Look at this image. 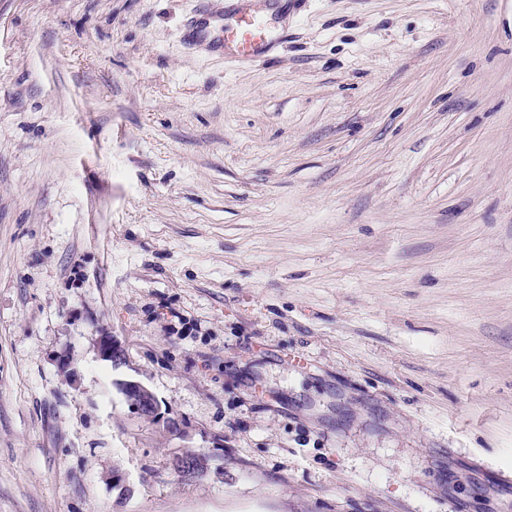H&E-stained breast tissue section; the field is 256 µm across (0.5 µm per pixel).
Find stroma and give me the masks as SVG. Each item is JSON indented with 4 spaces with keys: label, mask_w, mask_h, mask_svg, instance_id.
<instances>
[{
    "label": "stroma",
    "mask_w": 512,
    "mask_h": 512,
    "mask_svg": "<svg viewBox=\"0 0 512 512\" xmlns=\"http://www.w3.org/2000/svg\"><path fill=\"white\" fill-rule=\"evenodd\" d=\"M197 5L0 0V512H512V0ZM208 1L199 0L196 13L188 21L189 39L207 42L224 57L232 56L236 60L256 62L266 57L273 42L267 18L279 0H264L261 9L253 7L254 0H225L219 12H212ZM120 391L131 406L141 416L157 415L158 401L153 393L137 380H124L120 383ZM206 459L202 454L191 453L175 460L174 470L179 475L195 478L204 472Z\"/></svg>",
    "instance_id": "1"
}]
</instances>
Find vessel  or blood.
Instances as JSON below:
<instances>
[{
    "instance_id": "1",
    "label": "vessel or blood",
    "mask_w": 512,
    "mask_h": 512,
    "mask_svg": "<svg viewBox=\"0 0 512 512\" xmlns=\"http://www.w3.org/2000/svg\"><path fill=\"white\" fill-rule=\"evenodd\" d=\"M276 7L277 0H264L259 9L254 8L253 0H225L223 9L214 12L208 0H199V7L188 22V37L208 43L226 57L262 60L272 44L268 15Z\"/></svg>"
}]
</instances>
